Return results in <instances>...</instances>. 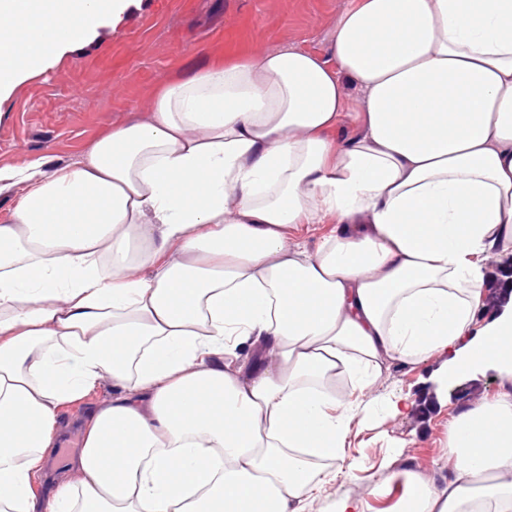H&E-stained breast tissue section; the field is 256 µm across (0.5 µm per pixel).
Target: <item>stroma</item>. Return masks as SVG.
I'll use <instances>...</instances> for the list:
<instances>
[{
	"label": "stroma",
	"mask_w": 512,
	"mask_h": 512,
	"mask_svg": "<svg viewBox=\"0 0 512 512\" xmlns=\"http://www.w3.org/2000/svg\"><path fill=\"white\" fill-rule=\"evenodd\" d=\"M353 0H138L106 19L78 50L63 49L44 70L20 79L0 99V169L42 158L84 157L112 124L145 117L157 87L233 56L295 46L330 58L338 14ZM436 361L392 362L373 387L383 397L410 396L406 415L355 418L335 462L337 478L317 490L305 512H332L337 498L363 500L365 512H395L407 468L447 471L448 423L473 397L512 386L494 371L462 385L443 384ZM390 482L385 496L373 485Z\"/></svg>",
	"instance_id": "1"
}]
</instances>
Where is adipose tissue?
Returning a JSON list of instances; mask_svg holds the SVG:
<instances>
[{"instance_id": "obj_1", "label": "adipose tissue", "mask_w": 512, "mask_h": 512, "mask_svg": "<svg viewBox=\"0 0 512 512\" xmlns=\"http://www.w3.org/2000/svg\"><path fill=\"white\" fill-rule=\"evenodd\" d=\"M129 5L0 0V94ZM332 52L213 62L84 159L0 171L25 186L0 225V512H304L352 418L414 409L369 396L387 362L512 379V300L471 332L480 260L512 255V0H356ZM327 218L316 249L288 234ZM448 459L404 471L399 512H512V391L449 422ZM110 394H112V384L106 383L90 394L85 400L81 401L80 404H72L61 408L60 415L67 421L75 417L85 418V414L92 404L108 397Z\"/></svg>"}]
</instances>
